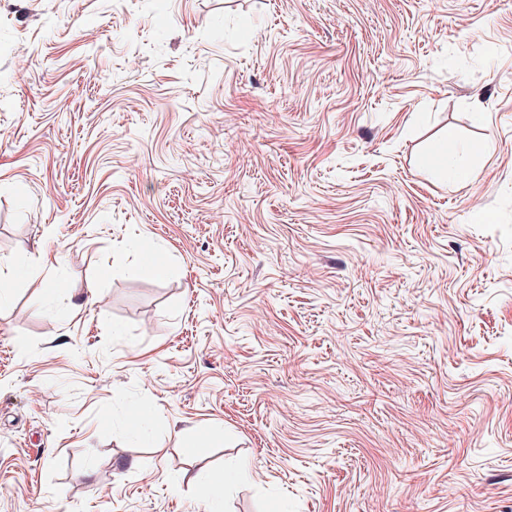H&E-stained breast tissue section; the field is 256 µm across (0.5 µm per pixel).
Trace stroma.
Here are the masks:
<instances>
[{"instance_id": "35a3bbf8", "label": "stroma", "mask_w": 512, "mask_h": 512, "mask_svg": "<svg viewBox=\"0 0 512 512\" xmlns=\"http://www.w3.org/2000/svg\"><path fill=\"white\" fill-rule=\"evenodd\" d=\"M241 460L224 512H512V0H0V512Z\"/></svg>"}]
</instances>
